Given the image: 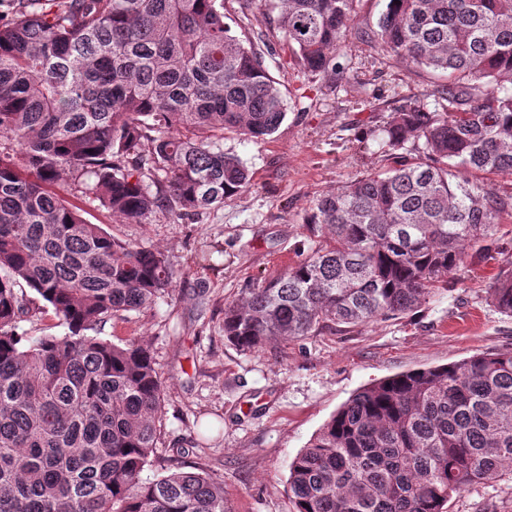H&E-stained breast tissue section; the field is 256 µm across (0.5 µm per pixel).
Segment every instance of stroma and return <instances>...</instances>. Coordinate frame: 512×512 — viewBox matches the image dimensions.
<instances>
[{
  "label": "stroma",
  "mask_w": 512,
  "mask_h": 512,
  "mask_svg": "<svg viewBox=\"0 0 512 512\" xmlns=\"http://www.w3.org/2000/svg\"><path fill=\"white\" fill-rule=\"evenodd\" d=\"M386 0H356L336 63L335 86L294 66L282 38L265 64L281 84L287 116L266 141L225 132L226 154L241 159L249 185L223 207L195 216L163 208L129 224L75 187L64 196L112 237L160 250L176 271L155 305L106 323L101 338L138 337L150 347L164 386L159 454L181 449L180 464H205L231 512H296L288 483L297 453L358 389L401 372L488 351H512V317L489 301L512 275V215L490 249L471 246L464 264L413 311L351 328L244 350L224 335V308L307 250L305 217L323 194L388 165L376 129L404 98L433 82L425 71L358 39L375 28ZM448 512H512V476L454 495Z\"/></svg>",
  "instance_id": "obj_1"
}]
</instances>
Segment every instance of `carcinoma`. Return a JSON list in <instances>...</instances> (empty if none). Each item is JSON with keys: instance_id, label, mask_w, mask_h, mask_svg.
<instances>
[{"instance_id": "cac0c4a2", "label": "carcinoma", "mask_w": 512, "mask_h": 512, "mask_svg": "<svg viewBox=\"0 0 512 512\" xmlns=\"http://www.w3.org/2000/svg\"><path fill=\"white\" fill-rule=\"evenodd\" d=\"M0 512H230L207 469L157 454L163 389L148 346L95 332L152 306L164 254L109 236L55 190L128 223L215 209L250 183L224 131L286 118L280 83L225 0H0ZM355 0H276L303 72L336 83ZM360 40L448 82L383 122L393 165L318 197L307 255L229 303L244 350L405 314L492 236L512 196V0H387ZM150 143L148 153L138 151ZM155 190H150V186ZM25 283L69 329L34 339ZM512 316V277L490 290ZM512 474V351L401 373L354 393L289 467L296 512H448Z\"/></svg>"}]
</instances>
